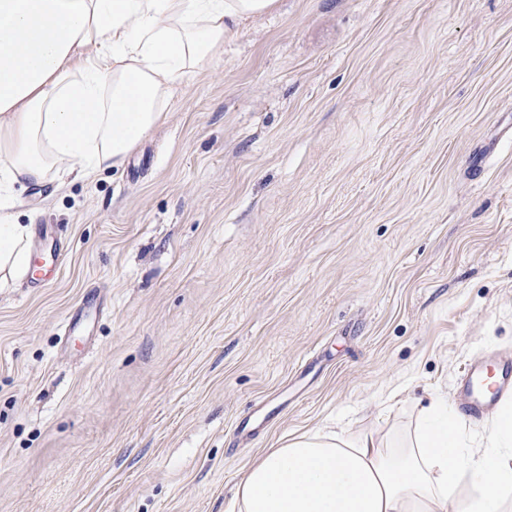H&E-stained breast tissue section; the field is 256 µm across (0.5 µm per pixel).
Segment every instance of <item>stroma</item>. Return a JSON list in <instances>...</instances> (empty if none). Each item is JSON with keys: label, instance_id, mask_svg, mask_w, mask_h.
Instances as JSON below:
<instances>
[{"label": "stroma", "instance_id": "stroma-1", "mask_svg": "<svg viewBox=\"0 0 512 512\" xmlns=\"http://www.w3.org/2000/svg\"><path fill=\"white\" fill-rule=\"evenodd\" d=\"M0 512H226L512 359V0H279L117 171L14 192Z\"/></svg>", "mask_w": 512, "mask_h": 512}]
</instances>
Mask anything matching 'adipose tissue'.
I'll list each match as a JSON object with an SVG mask.
<instances>
[{
    "mask_svg": "<svg viewBox=\"0 0 512 512\" xmlns=\"http://www.w3.org/2000/svg\"><path fill=\"white\" fill-rule=\"evenodd\" d=\"M278 0H0V272L26 277L15 186L122 168L205 77L224 39ZM512 501V402L488 447L434 401L400 450L374 434L304 432L266 449L230 512H497Z\"/></svg>",
    "mask_w": 512,
    "mask_h": 512,
    "instance_id": "adipose-tissue-1",
    "label": "adipose tissue"
}]
</instances>
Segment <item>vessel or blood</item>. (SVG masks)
<instances>
[{
	"label": "vessel or blood",
	"mask_w": 512,
	"mask_h": 512,
	"mask_svg": "<svg viewBox=\"0 0 512 512\" xmlns=\"http://www.w3.org/2000/svg\"><path fill=\"white\" fill-rule=\"evenodd\" d=\"M512 395V361L479 360L461 379L462 406L472 418H483L499 400Z\"/></svg>",
	"instance_id": "b4317fda"
}]
</instances>
